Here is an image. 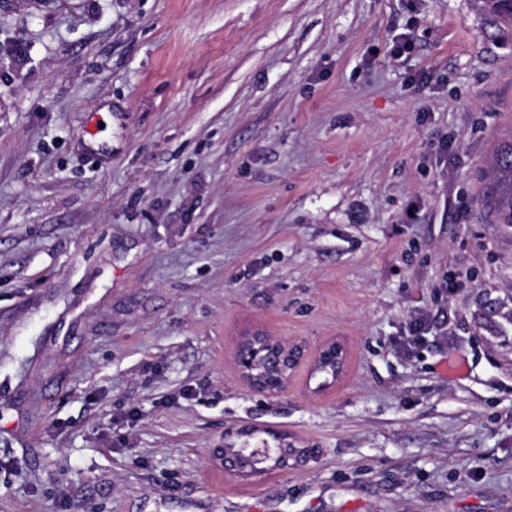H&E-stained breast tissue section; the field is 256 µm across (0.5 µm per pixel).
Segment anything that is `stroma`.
Returning <instances> with one entry per match:
<instances>
[{
	"label": "stroma",
	"instance_id": "1",
	"mask_svg": "<svg viewBox=\"0 0 512 512\" xmlns=\"http://www.w3.org/2000/svg\"><path fill=\"white\" fill-rule=\"evenodd\" d=\"M511 130L479 0H0V512H512ZM255 330L346 370L256 393ZM485 206L494 224H512V136L499 139L489 162ZM327 360H331L335 369L333 370L335 376H338L345 365L346 361V350L339 342L332 340L323 346H321L313 356V367L316 368V364L319 361L326 362ZM320 374L331 375L332 377V369L330 366H326L322 364L320 368H316ZM276 448L263 444L262 446H255V448H246L239 452H230L224 449V456L220 458V464L224 468V472L230 476L242 478L246 476L256 475L258 473L247 475L242 471L241 458L247 456L251 460L260 464L263 460L270 457Z\"/></svg>",
	"mask_w": 512,
	"mask_h": 512
}]
</instances>
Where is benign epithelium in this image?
<instances>
[{
  "mask_svg": "<svg viewBox=\"0 0 512 512\" xmlns=\"http://www.w3.org/2000/svg\"><path fill=\"white\" fill-rule=\"evenodd\" d=\"M308 356L306 344L271 336L262 331L241 337L235 349V361L244 384L251 390L266 395H279L286 391L292 373ZM332 361L334 374L342 372L346 361V350L340 343L332 340L321 346L313 356V363ZM275 449L269 445L246 448L239 452L224 451L220 464L224 473L242 478L241 458L249 457L261 463L270 457Z\"/></svg>",
  "mask_w": 512,
  "mask_h": 512,
  "instance_id": "benign-epithelium-1",
  "label": "benign epithelium"
}]
</instances>
